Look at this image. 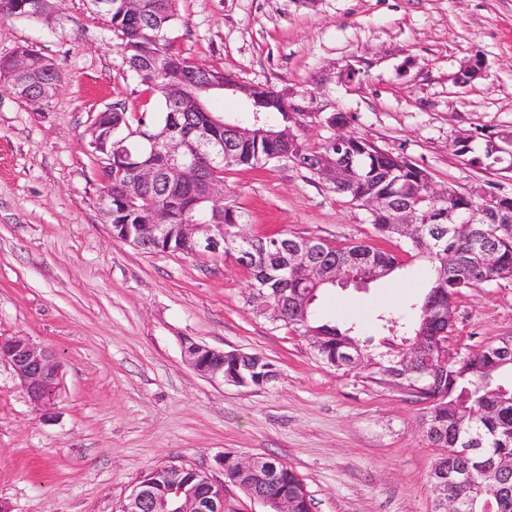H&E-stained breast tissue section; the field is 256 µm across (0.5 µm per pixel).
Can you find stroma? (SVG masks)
<instances>
[{"label":"stroma","mask_w":512,"mask_h":512,"mask_svg":"<svg viewBox=\"0 0 512 512\" xmlns=\"http://www.w3.org/2000/svg\"><path fill=\"white\" fill-rule=\"evenodd\" d=\"M170 37L189 62L305 95L304 134L333 136L330 114L382 150L424 167L436 187L512 194V169L473 165L454 141L512 139V0H178ZM119 40L89 0H57L46 20L0 15V57L25 46L63 75L41 107L0 84V333L61 360L56 409L43 418L0 363V498L13 512H120L147 469L222 478L224 452L271 455L305 482L312 512H433L439 456L423 405L356 370L320 364L306 339L255 316L246 272L202 253H149L113 239L99 205L102 164L87 148L99 112L157 111ZM483 71L461 88V67ZM224 202L248 232L288 230L341 245L376 237L368 212L306 169L277 163L224 174ZM429 267L407 259L363 288L324 289L321 321L363 324L418 301ZM262 353L278 377L236 387L201 376L182 337ZM512 336V280L468 290L451 351Z\"/></svg>","instance_id":"35a3bbf8"}]
</instances>
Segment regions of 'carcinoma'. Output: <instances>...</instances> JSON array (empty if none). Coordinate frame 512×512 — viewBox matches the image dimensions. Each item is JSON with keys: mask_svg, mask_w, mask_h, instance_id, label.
Instances as JSON below:
<instances>
[{"mask_svg": "<svg viewBox=\"0 0 512 512\" xmlns=\"http://www.w3.org/2000/svg\"><path fill=\"white\" fill-rule=\"evenodd\" d=\"M106 18L120 40L119 47L131 73L161 105L159 112L133 117L123 103L113 105L112 149H122L132 160L151 165L153 182L136 198L125 194L134 178L129 163L113 161L103 169L104 188L112 193V237L126 224H150L154 212L164 209L171 224L224 225V257L248 273L245 304L253 314L291 329L307 339L310 351L321 363L337 371L363 370L366 377L396 390L412 387L409 394L425 404L423 434L442 449L429 473L435 494L434 512H443L448 496L460 497L478 512L490 502L491 512H512V336H503L466 354L446 346L453 327L457 298L470 288L496 280H512V212L495 196L481 197L482 224H450L448 217L468 211L476 198L446 187L430 192L428 171L402 155L384 152L368 140L352 135L343 152L354 158L348 175L331 186L338 195L358 205L370 196L418 211L420 223L405 229L388 223L383 210L369 212L376 234L403 243L401 251L431 264L429 286L423 298L408 311L379 318L386 334L384 350L374 354L360 346L354 325L323 323L314 313L324 283L357 278L367 267L389 276L402 267L400 255L368 244L336 245L308 238V260L290 255L297 236L286 232L237 237L246 224L245 215L224 203L202 202L207 184L224 181L233 167H262L290 155L302 167L318 175L330 170L340 155L331 140L312 144L301 133L286 140L282 133L299 125L297 113L288 111L286 95L271 87L239 83L235 76L193 65L176 54L167 32L177 17L176 0H89ZM52 0H0V13L43 20L49 17ZM202 80L232 83L246 104L259 109L261 120L250 117L234 126H215L186 94V85ZM0 82L21 98L40 107L49 103L62 82L53 60L31 51L25 69L15 71L0 64ZM223 144V156L209 157L174 179L168 174L170 140L184 141L192 130ZM143 130L154 142L130 133ZM190 137V136H188ZM195 140V137H190ZM225 377L242 387L263 386L275 378L274 365L260 353L241 359L224 358ZM225 469L239 487L252 494L273 495L288 490L291 512H311L305 483L291 468L265 455L257 459L255 473L239 471L237 456L224 453Z\"/></svg>", "mask_w": 512, "mask_h": 512, "instance_id": "cac0c4a2", "label": "carcinoma"}]
</instances>
